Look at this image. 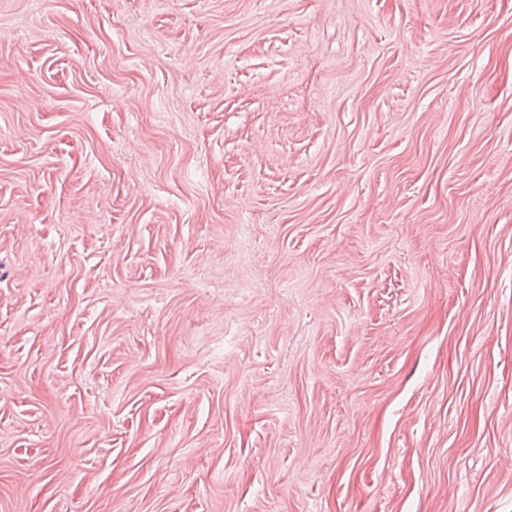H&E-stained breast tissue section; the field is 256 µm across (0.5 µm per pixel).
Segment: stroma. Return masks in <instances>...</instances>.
Here are the masks:
<instances>
[{"label":"stroma","instance_id":"obj_1","mask_svg":"<svg viewBox=\"0 0 512 512\" xmlns=\"http://www.w3.org/2000/svg\"><path fill=\"white\" fill-rule=\"evenodd\" d=\"M0 512H512V0H0Z\"/></svg>","mask_w":512,"mask_h":512}]
</instances>
